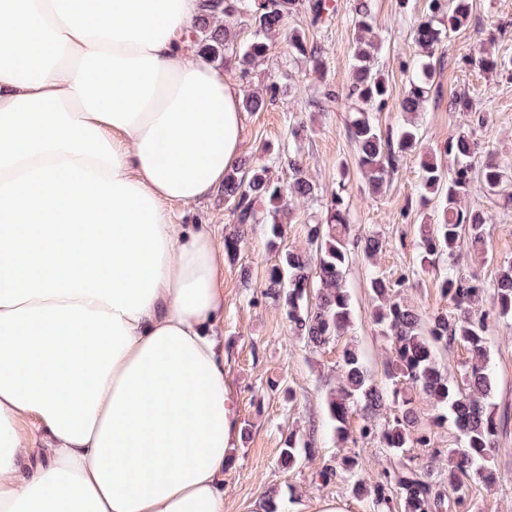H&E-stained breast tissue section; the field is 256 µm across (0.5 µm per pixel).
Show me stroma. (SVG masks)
Returning <instances> with one entry per match:
<instances>
[{
  "label": "stroma",
  "instance_id": "1",
  "mask_svg": "<svg viewBox=\"0 0 512 512\" xmlns=\"http://www.w3.org/2000/svg\"><path fill=\"white\" fill-rule=\"evenodd\" d=\"M333 16L314 27L304 12L292 13L287 30H296L308 43L318 45L324 66L313 70L308 62L288 51L284 36H276L264 61L249 73L237 64L225 65V76L242 94L276 84V100L268 108L243 115L241 155L253 163L268 164L272 175L288 183L289 155H298L315 186L312 198L300 204L285 224L284 243L302 250L308 244V226L325 211L341 173H348L347 202L351 231L377 232L384 242L375 261L357 259L348 268L346 282L353 306V326L345 340L323 349H309L292 336L287 321L272 299L262 293L267 268L277 255L267 246L263 225H254L243 240L237 260L224 263V318L219 334L224 340L227 378L237 395L241 424L248 432L230 451L224 473V512H258L269 494L282 499L288 512H319L325 500L346 504L348 512H369L366 499L354 497L345 477L323 481L318 476L322 461L348 454L350 444L337 440L328 416V397L337 386L336 362L344 344H354L373 373H380L387 343L372 321V302L367 288L370 272L396 281L404 280L402 296L422 313L450 309L443 297L438 270H422L419 263L418 229L426 212L418 205L420 158H404L399 171L379 192H371L357 165V153L346 122L347 103L322 110L317 100L323 85L346 93L351 81L350 50L353 28L349 22L353 0H332ZM427 0H370L373 39L379 47L378 65L391 89L393 100L405 92L408 75L401 61L416 59L419 50L411 29L421 18ZM512 57V0H472L469 22L436 50L432 63L435 81L421 112L409 115L398 108L379 113L382 128L414 121L423 134V149L440 152L455 124L448 110L453 95L469 93L481 101L485 87L493 99L474 138L482 148L504 161H512V72L493 77L467 63L478 49ZM302 122L306 132L293 140L289 128ZM469 202L488 216L486 260L462 252L458 265L477 271L486 283H494L501 263L512 260V205L486 196L474 188ZM178 224L207 225L216 242L232 234L235 224L223 193L189 207L173 209ZM495 388L492 396L498 423L494 483H477L472 496L478 512H512V323L499 322L488 333ZM292 389L293 403H286L282 389ZM303 435L316 450L317 460L288 470L279 464L283 441L289 432Z\"/></svg>",
  "mask_w": 512,
  "mask_h": 512
}]
</instances>
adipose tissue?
<instances>
[{"label":"adipose tissue","mask_w":512,"mask_h":512,"mask_svg":"<svg viewBox=\"0 0 512 512\" xmlns=\"http://www.w3.org/2000/svg\"><path fill=\"white\" fill-rule=\"evenodd\" d=\"M197 14L0 0V512H224V255L170 207L223 183L242 113Z\"/></svg>","instance_id":"obj_1"}]
</instances>
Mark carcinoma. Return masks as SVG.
Instances as JSON below:
<instances>
[{"label": "carcinoma", "mask_w": 512, "mask_h": 512, "mask_svg": "<svg viewBox=\"0 0 512 512\" xmlns=\"http://www.w3.org/2000/svg\"><path fill=\"white\" fill-rule=\"evenodd\" d=\"M297 0H199L194 46L209 62L221 68L236 62L242 71L263 60L270 47L267 38L280 34L286 17L296 10ZM310 24L319 26L331 17L329 0H304ZM471 0H430L427 14L413 28V41L422 50L415 73L408 79L399 110L419 111L426 102L435 70L430 58L447 37V32L467 25ZM247 19L254 37L239 44L231 26ZM373 16L369 0H354L352 24V78L346 98L354 101L348 120V136L354 143L358 167L369 187L377 191L398 172L402 159L421 148L419 126L406 123L383 130L376 114L388 107L389 87L375 66L376 46L370 39ZM290 52L322 66V51L307 44L303 36L288 33ZM469 64L485 73L502 71L507 58L485 50ZM449 111L459 115L458 124L443 148L448 164L435 157L421 160L420 201L435 202L434 213L420 226L418 244L421 269L436 267L446 256L454 259L464 247L484 244L486 219L482 211L467 204L474 183L485 194L512 200V164L493 158L473 138L472 124L484 120L465 93L453 97ZM291 182L284 186L272 178L265 164L248 166L249 175L231 169L224 174V201L231 204L236 230L224 238V255L234 259L253 225L259 223L257 205L266 204L270 222L268 243L278 251L263 282L264 294L273 298L281 314L299 339L321 349L346 334L353 324V310L345 274L356 256L368 260L383 249L374 234L350 239L349 220L341 194H335L316 223L309 225L308 238L315 257L282 247L283 217L288 198L309 197L314 186L300 162H290ZM401 283L373 275L369 288L373 301L372 320L390 347L384 364V379L377 380L367 369L359 351L346 345L338 360L340 383L331 393L328 413L337 438L349 439L348 415L361 418L359 438L377 439L397 456L408 448H421L424 460L413 457L383 471L374 481L359 468V453L341 460L351 492L369 501V512H476L472 484L489 482L493 476L497 424L491 397L495 386L488 332L492 324L512 320V261L501 266L493 284L494 305L480 314L475 306L483 299L487 284L478 275L464 274L448 264L441 274L440 291L454 312L422 315L399 294ZM467 348L470 359L462 366L463 385L448 378L439 352L454 345ZM424 394L432 403V423L450 422L457 431V446L437 448L428 432L418 431L419 416L411 391ZM448 457L445 488L430 480V463ZM314 449L308 441L291 434L280 451V464L290 469L311 461Z\"/></svg>", "instance_id": "cac0c4a2"}]
</instances>
